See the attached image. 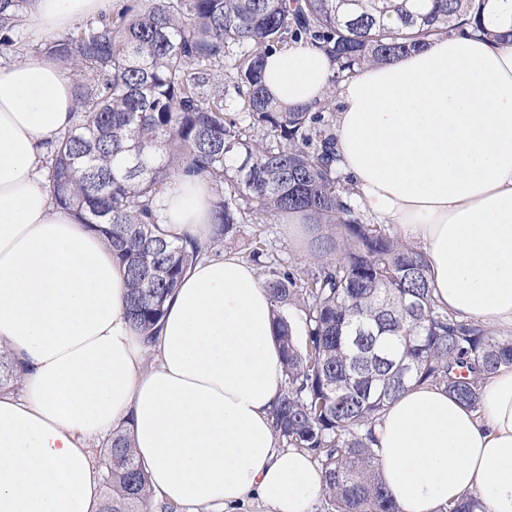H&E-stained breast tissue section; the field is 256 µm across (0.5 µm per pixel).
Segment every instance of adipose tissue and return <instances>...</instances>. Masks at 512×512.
Segmentation results:
<instances>
[{"label":"adipose tissue","instance_id":"adipose-tissue-1","mask_svg":"<svg viewBox=\"0 0 512 512\" xmlns=\"http://www.w3.org/2000/svg\"><path fill=\"white\" fill-rule=\"evenodd\" d=\"M110 2L34 0L25 26L48 40ZM336 71L298 43L267 56L263 80L287 106L335 92L336 166L363 210L420 247L450 312L512 334V43L440 35L354 78L335 82ZM73 112L55 62L0 66V347L25 367L20 391L0 394V512H98L87 441L122 427L160 500L233 512L254 497L270 512H311L322 473L274 433L280 351L256 269L200 259L146 345L123 314V267L40 173ZM211 207L205 179L179 177L159 215L167 232L206 239ZM375 433L401 512H443L467 494L512 512V368L487 380L481 411L423 384Z\"/></svg>","mask_w":512,"mask_h":512}]
</instances>
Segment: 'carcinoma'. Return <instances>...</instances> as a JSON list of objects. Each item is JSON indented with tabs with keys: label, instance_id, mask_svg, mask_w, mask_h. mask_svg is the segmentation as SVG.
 I'll use <instances>...</instances> for the list:
<instances>
[{
	"label": "carcinoma",
	"instance_id": "carcinoma-1",
	"mask_svg": "<svg viewBox=\"0 0 512 512\" xmlns=\"http://www.w3.org/2000/svg\"><path fill=\"white\" fill-rule=\"evenodd\" d=\"M487 2L125 0L41 49L78 76L74 123L46 143L52 198L111 243L126 275L124 315L146 339L182 275L236 225L305 214L309 263L275 258L260 234L249 259L276 303L284 389L275 432L316 459L327 512H400L378 477L379 415L423 384L479 409L488 376L512 367V336L448 312L422 253L343 202L352 191L334 165L330 102L276 105L264 58L309 41L350 79L369 62L482 26ZM30 3L0 0V54L13 50ZM218 68L234 94L205 93ZM181 173L213 185L205 242L159 227L156 202ZM101 464V512H151L130 431L112 434Z\"/></svg>",
	"mask_w": 512,
	"mask_h": 512
}]
</instances>
